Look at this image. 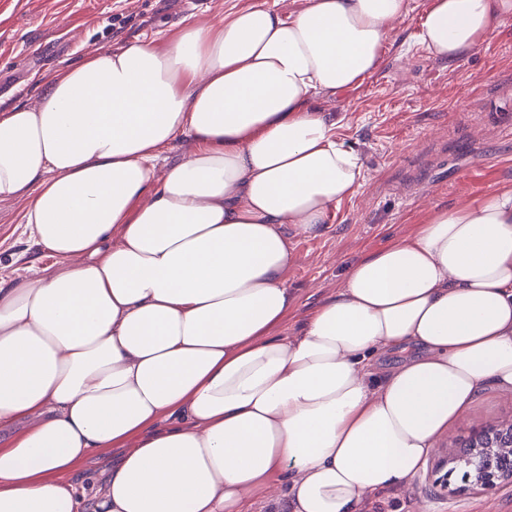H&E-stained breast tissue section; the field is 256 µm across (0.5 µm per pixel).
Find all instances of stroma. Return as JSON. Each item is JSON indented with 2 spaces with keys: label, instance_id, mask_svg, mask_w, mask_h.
I'll return each mask as SVG.
<instances>
[{
  "label": "stroma",
  "instance_id": "obj_1",
  "mask_svg": "<svg viewBox=\"0 0 512 512\" xmlns=\"http://www.w3.org/2000/svg\"><path fill=\"white\" fill-rule=\"evenodd\" d=\"M253 0H0V108L36 105L40 85L60 65L78 63L97 48L118 50L156 34L172 35L184 17H211ZM427 0H411L395 24L381 67L360 86L316 99L343 112L347 144L358 150L365 185L336 212L319 236L283 233L294 261L285 284L297 304L284 327L295 332L305 313L340 288L346 264L391 239L406 237L428 207L473 200L512 184V17L474 53L454 65L422 52L406 56ZM24 204L0 202V279L34 277L56 259L29 239ZM512 421V390L486 386L441 440L449 456L481 428ZM449 478L448 494L432 491L429 468L372 512H512V483L484 494Z\"/></svg>",
  "mask_w": 512,
  "mask_h": 512
}]
</instances>
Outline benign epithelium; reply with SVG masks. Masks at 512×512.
Returning a JSON list of instances; mask_svg holds the SVG:
<instances>
[{
    "mask_svg": "<svg viewBox=\"0 0 512 512\" xmlns=\"http://www.w3.org/2000/svg\"><path fill=\"white\" fill-rule=\"evenodd\" d=\"M505 433L512 434V429L498 424L484 427L473 434L469 442L472 451L460 457L473 472V489L492 493L503 482L512 480V464L507 463L512 454L487 446V440L493 438V435Z\"/></svg>",
    "mask_w": 512,
    "mask_h": 512,
    "instance_id": "obj_1",
    "label": "benign epithelium"
}]
</instances>
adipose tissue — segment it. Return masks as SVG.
<instances>
[{
	"label": "adipose tissue",
	"instance_id": "adipose-tissue-1",
	"mask_svg": "<svg viewBox=\"0 0 512 512\" xmlns=\"http://www.w3.org/2000/svg\"><path fill=\"white\" fill-rule=\"evenodd\" d=\"M410 0L233 6L56 68L0 111V202L56 270L0 281V512H368L487 383L512 389V185L434 207L345 268L291 336L282 225L364 184L317 98L380 66ZM512 0H428L455 63ZM193 151L156 168L164 148ZM400 360L379 369V356ZM117 448L103 485L85 460ZM120 454V449L114 448L87 459L81 464L80 472L74 476V480L85 488L87 495H92L94 490L103 485L107 473L112 468V461L114 462Z\"/></svg>",
	"mask_w": 512,
	"mask_h": 512
}]
</instances>
